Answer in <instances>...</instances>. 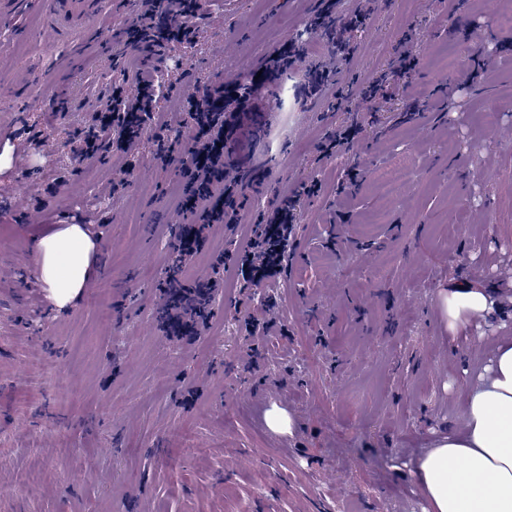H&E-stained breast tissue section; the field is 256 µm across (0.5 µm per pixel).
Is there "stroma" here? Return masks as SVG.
Masks as SVG:
<instances>
[{
    "label": "stroma",
    "mask_w": 512,
    "mask_h": 512,
    "mask_svg": "<svg viewBox=\"0 0 512 512\" xmlns=\"http://www.w3.org/2000/svg\"><path fill=\"white\" fill-rule=\"evenodd\" d=\"M325 8L339 21L367 12L351 56L310 30ZM197 25L195 41L165 50L154 103L187 149L175 93L231 81L291 42L308 52L241 154L269 172L246 192V223L275 192L299 195L290 258L261 285L228 279L212 323L187 340L160 317L180 217L154 128L127 157L69 147L114 87L135 92V51L82 58L66 81L37 0L0 13V138L38 133L46 156L0 179V512H423L416 459L462 425L468 377L494 337L512 336L511 299L483 337L454 340L437 304L459 282L512 283V28L485 0H201ZM405 51L418 72L368 102L378 124L337 101ZM317 66L326 81L303 100ZM352 126L357 142L322 152ZM403 156L391 199L377 178ZM79 204L103 222L99 259L62 307L38 242ZM245 242L217 227L183 278L211 277ZM274 410L289 429L268 424Z\"/></svg>",
    "instance_id": "35a3bbf8"
}]
</instances>
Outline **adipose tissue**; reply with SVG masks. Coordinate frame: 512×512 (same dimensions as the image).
<instances>
[{"label": "adipose tissue", "mask_w": 512, "mask_h": 512, "mask_svg": "<svg viewBox=\"0 0 512 512\" xmlns=\"http://www.w3.org/2000/svg\"><path fill=\"white\" fill-rule=\"evenodd\" d=\"M85 234L79 228L42 240V278L59 302L80 288ZM497 288L464 284L443 292L451 337L474 320L500 312ZM427 512H512V339L496 341L483 370L469 385L460 429L440 435L416 462Z\"/></svg>", "instance_id": "ef3b65f1"}]
</instances>
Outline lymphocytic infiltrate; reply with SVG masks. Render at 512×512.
<instances>
[{
  "mask_svg": "<svg viewBox=\"0 0 512 512\" xmlns=\"http://www.w3.org/2000/svg\"><path fill=\"white\" fill-rule=\"evenodd\" d=\"M194 0H138L132 22L117 34V42L132 46L141 55L143 66L132 114L118 119L116 112L99 114L100 129L71 139V150L80 158L117 149L132 150L140 140L148 120L153 117L152 103L158 93L153 81L152 60L173 42L193 41L197 36L194 23ZM300 47L278 51L260 65V78L246 81V93L228 95L223 84L205 86L201 95L187 98L195 129V147L188 156L177 155L174 145L159 143L156 160L162 167L175 168L180 193L176 201L178 215L185 224L177 228L172 244L178 265L192 261L200 252L206 232L223 224L235 230L243 220V202L236 186L241 177H254V169L245 175L233 174L230 157L237 153L247 135L253 134L255 118L263 110V101L274 84L286 81L294 59L303 55ZM120 124L117 141L102 138V130ZM296 197H281L271 217L263 224L249 227L247 248L233 272L245 285L257 286L276 277L282 270L280 244L290 233ZM217 286L216 279L187 282L180 274H169L160 289L166 330L173 336H194L207 326L211 317L209 303Z\"/></svg>",
  "mask_w": 512,
  "mask_h": 512,
  "instance_id": "1",
  "label": "lymphocytic infiltrate"
}]
</instances>
